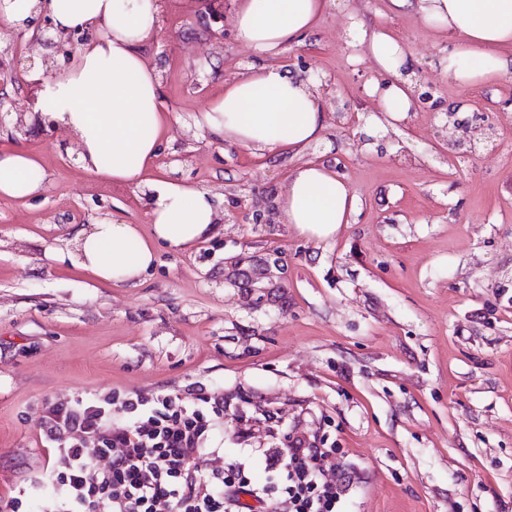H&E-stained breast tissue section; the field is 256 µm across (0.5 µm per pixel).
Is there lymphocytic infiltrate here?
<instances>
[{"label":"lymphocytic infiltrate","instance_id":"obj_1","mask_svg":"<svg viewBox=\"0 0 512 512\" xmlns=\"http://www.w3.org/2000/svg\"><path fill=\"white\" fill-rule=\"evenodd\" d=\"M220 392L198 390L193 400L178 392L77 398L46 406L39 441L53 463L41 473L63 494L48 512H337L342 488L325 480L335 448L301 437L266 458L274 477L252 483L232 462L198 477L194 462L224 418ZM109 464L96 480L87 471L98 458Z\"/></svg>","mask_w":512,"mask_h":512}]
</instances>
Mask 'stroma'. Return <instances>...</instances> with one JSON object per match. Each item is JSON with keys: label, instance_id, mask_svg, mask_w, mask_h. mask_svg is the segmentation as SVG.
I'll use <instances>...</instances> for the list:
<instances>
[{"label": "stroma", "instance_id": "obj_1", "mask_svg": "<svg viewBox=\"0 0 512 512\" xmlns=\"http://www.w3.org/2000/svg\"><path fill=\"white\" fill-rule=\"evenodd\" d=\"M388 5L347 0L277 54L322 83L323 139L297 156L198 126L257 58L232 25L218 44L197 22L230 0H170L144 49L164 115L152 174L210 191L221 220L193 250L158 246L135 287L97 282L67 253L105 215L149 230L144 188L0 124V149L36 155L47 176L37 197H0V496L20 495V512L57 495L36 481L47 404L200 387L223 390L213 443L254 483L293 434L335 446L345 512H512V73L448 79L438 61L451 40ZM352 12L388 26L404 72L432 87L375 139L373 61L337 37ZM28 41L0 38V56L35 59L0 85L27 112L48 77ZM303 160L334 166L359 199L335 240L299 236L275 208Z\"/></svg>", "mask_w": 512, "mask_h": 512}]
</instances>
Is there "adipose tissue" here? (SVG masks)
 <instances>
[{
	"instance_id": "adipose-tissue-1",
	"label": "adipose tissue",
	"mask_w": 512,
	"mask_h": 512,
	"mask_svg": "<svg viewBox=\"0 0 512 512\" xmlns=\"http://www.w3.org/2000/svg\"><path fill=\"white\" fill-rule=\"evenodd\" d=\"M332 0H232L239 43L273 54L312 31ZM396 13L416 14L424 25L447 31L453 48L439 66L448 78L469 85L512 72V0H390ZM45 5L55 28L91 29L67 66L57 69L34 108L73 140L80 162L105 180L146 185L150 234L119 217H103L74 241L79 267L105 283L139 282L157 259L160 244L188 248L207 238L219 220L215 198L195 185L142 176L156 158L163 127L160 71L144 47L159 35L160 0H0V28L25 30V20ZM348 46L366 47L383 82L367 84L388 120L411 111L415 84L404 76L403 46L383 28L365 29L351 18L340 34ZM200 124L212 135L258 152L304 150L326 128L317 82L289 75L278 65L248 66L225 81ZM46 173L22 149L0 150V196L23 199L40 193ZM285 223L306 239L327 242L358 209L347 181L326 164L306 161L288 175L276 199Z\"/></svg>"
}]
</instances>
